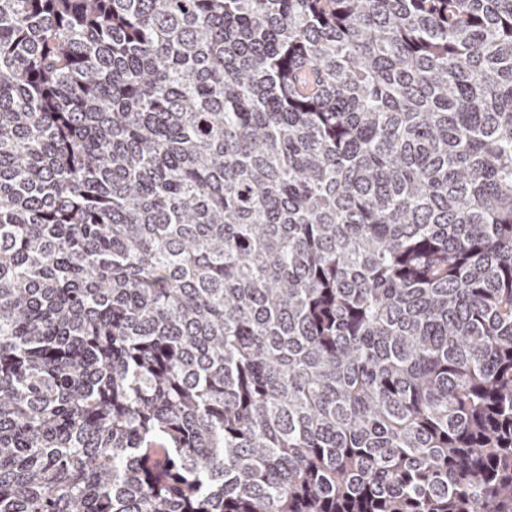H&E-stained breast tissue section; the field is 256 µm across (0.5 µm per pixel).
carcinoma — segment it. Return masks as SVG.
I'll return each mask as SVG.
<instances>
[{
	"mask_svg": "<svg viewBox=\"0 0 512 512\" xmlns=\"http://www.w3.org/2000/svg\"><path fill=\"white\" fill-rule=\"evenodd\" d=\"M0 512H512V0H0Z\"/></svg>",
	"mask_w": 512,
	"mask_h": 512,
	"instance_id": "1",
	"label": "carcinoma"
}]
</instances>
